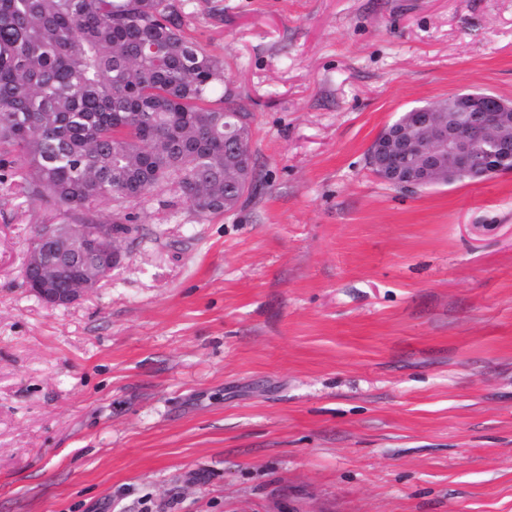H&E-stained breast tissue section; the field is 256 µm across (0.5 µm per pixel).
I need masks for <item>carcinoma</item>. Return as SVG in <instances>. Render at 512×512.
<instances>
[{
	"label": "carcinoma",
	"mask_w": 512,
	"mask_h": 512,
	"mask_svg": "<svg viewBox=\"0 0 512 512\" xmlns=\"http://www.w3.org/2000/svg\"><path fill=\"white\" fill-rule=\"evenodd\" d=\"M252 138L224 62L185 34L170 0H0V156L58 224H102L165 187L224 215V127Z\"/></svg>",
	"instance_id": "obj_1"
}]
</instances>
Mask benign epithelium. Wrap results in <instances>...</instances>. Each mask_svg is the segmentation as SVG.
I'll return each mask as SVG.
<instances>
[{
    "instance_id": "benign-epithelium-1",
    "label": "benign epithelium",
    "mask_w": 512,
    "mask_h": 512,
    "mask_svg": "<svg viewBox=\"0 0 512 512\" xmlns=\"http://www.w3.org/2000/svg\"><path fill=\"white\" fill-rule=\"evenodd\" d=\"M368 164L381 181L408 190L512 172V101L455 93L409 111L374 139ZM60 234L37 229L23 267V276L35 275L31 292L50 307L84 299L121 260L110 224H66Z\"/></svg>"
}]
</instances>
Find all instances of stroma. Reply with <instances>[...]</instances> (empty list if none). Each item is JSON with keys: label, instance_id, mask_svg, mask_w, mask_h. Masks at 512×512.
Segmentation results:
<instances>
[{"label": "stroma", "instance_id": "35a3bbf8", "mask_svg": "<svg viewBox=\"0 0 512 512\" xmlns=\"http://www.w3.org/2000/svg\"><path fill=\"white\" fill-rule=\"evenodd\" d=\"M253 115L256 188L134 204L111 280L23 284L0 169V512H512V173L415 193L412 107L512 100V0H171Z\"/></svg>", "mask_w": 512, "mask_h": 512}]
</instances>
